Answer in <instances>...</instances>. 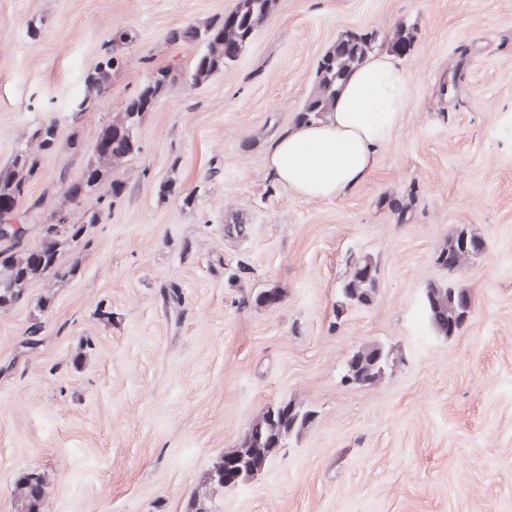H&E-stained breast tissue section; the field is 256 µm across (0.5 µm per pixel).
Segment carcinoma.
I'll return each instance as SVG.
<instances>
[{"instance_id":"carcinoma-1","label":"carcinoma","mask_w":512,"mask_h":512,"mask_svg":"<svg viewBox=\"0 0 512 512\" xmlns=\"http://www.w3.org/2000/svg\"><path fill=\"white\" fill-rule=\"evenodd\" d=\"M273 8L274 0H236V26L224 27L214 18L173 33L171 38L175 41L200 44L202 55L206 57L205 64L193 65L191 83L199 85L206 82L215 72L224 69V64L233 61ZM130 39L128 30L115 31L111 39L114 47L106 50L93 72L87 75L82 96L72 104L74 117L80 118L96 108L113 72L115 45L124 44ZM372 50L373 39L365 35L347 32L338 38L336 45L325 53L330 63L321 64L317 68L316 79L301 110V117L309 121L325 118L332 111L336 93L343 81L371 56ZM172 82L173 77L169 76V72L162 70L153 75L142 91L153 89L164 94ZM143 116L141 95L137 94L113 115L112 126L104 134L106 138L118 140L119 149L105 151L93 148L83 169L82 181L77 185L64 175L60 177L59 192L67 209H57L53 223L42 225L37 248L31 249L25 244L24 226L10 235H0V308L11 306L32 281L54 269L61 249L81 236L84 224L75 221L76 210L82 207L83 201L97 189L112 167L138 151V131ZM34 137L35 147L25 148L14 156L9 165L0 167V198L19 196L37 171L42 154L55 149L53 125L38 130ZM477 240L479 237L465 229L448 237L446 253L454 259L455 268H460L472 254V251L465 248V242ZM378 286L377 263L368 255L361 256L355 261L350 277L341 287L343 303L366 305L376 296ZM424 296L429 328L437 336H448V325L454 323L460 327L470 315L471 303L464 302L466 292L461 288L431 284L425 289ZM392 364L390 348L381 343L365 344L348 359L345 377L354 384L372 385L385 376ZM288 407L291 414L286 421L273 414V407L264 409L256 417L240 446L225 451L212 462L203 474L190 512H216L215 500L224 491V465L227 461L240 462L241 481L244 482L254 474L250 463L255 457H271L276 452L275 444H284L290 436L307 428L312 417L311 411L298 403L290 402ZM14 496L19 512H41L46 496L43 477H38L34 489L23 482L16 483Z\"/></svg>"}]
</instances>
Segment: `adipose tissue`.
Returning <instances> with one entry per match:
<instances>
[{"instance_id": "ef3b65f1", "label": "adipose tissue", "mask_w": 512, "mask_h": 512, "mask_svg": "<svg viewBox=\"0 0 512 512\" xmlns=\"http://www.w3.org/2000/svg\"><path fill=\"white\" fill-rule=\"evenodd\" d=\"M406 69L390 55L368 58L347 79L332 112L298 122L273 144L268 164L289 192L335 198L362 184L392 140L411 98Z\"/></svg>"}]
</instances>
